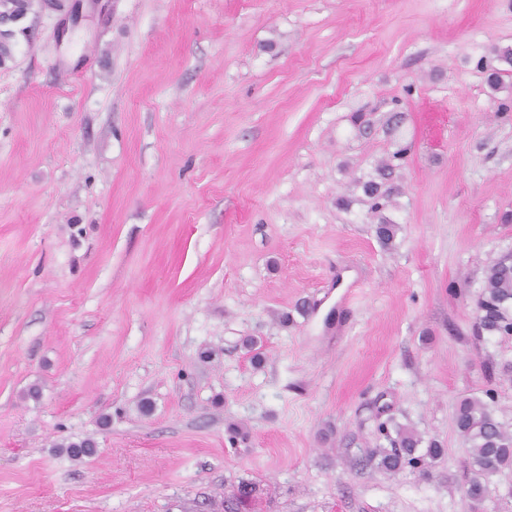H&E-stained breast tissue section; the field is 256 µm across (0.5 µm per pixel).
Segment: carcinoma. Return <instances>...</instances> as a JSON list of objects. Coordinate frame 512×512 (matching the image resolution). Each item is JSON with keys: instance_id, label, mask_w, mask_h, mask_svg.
<instances>
[{"instance_id": "cac0c4a2", "label": "carcinoma", "mask_w": 512, "mask_h": 512, "mask_svg": "<svg viewBox=\"0 0 512 512\" xmlns=\"http://www.w3.org/2000/svg\"><path fill=\"white\" fill-rule=\"evenodd\" d=\"M42 8V0H0V67L13 62L18 37L28 36L22 22L29 14ZM480 317L478 337L512 333V254H505L488 267L482 292L478 299ZM455 427L467 446L470 468L464 497L472 502L482 499L489 478L512 466V432L494 416L490 405L475 397L463 398L455 413ZM396 437L390 447L377 448L370 461L377 468L395 474L404 465L425 466L440 457V443L431 440L420 450L423 439L414 429L397 425Z\"/></svg>"}]
</instances>
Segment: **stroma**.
Listing matches in <instances>:
<instances>
[{"instance_id":"stroma-1","label":"stroma","mask_w":512,"mask_h":512,"mask_svg":"<svg viewBox=\"0 0 512 512\" xmlns=\"http://www.w3.org/2000/svg\"><path fill=\"white\" fill-rule=\"evenodd\" d=\"M26 24L0 68V512H512V467L464 499L453 420L477 397L512 431V336L475 305L512 253V0ZM391 422L442 456L380 471Z\"/></svg>"}]
</instances>
